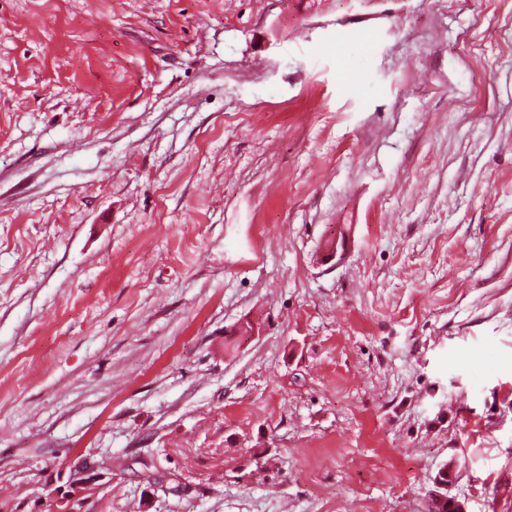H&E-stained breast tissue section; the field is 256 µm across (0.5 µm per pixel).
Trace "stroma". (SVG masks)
Wrapping results in <instances>:
<instances>
[{"label": "stroma", "mask_w": 512, "mask_h": 512, "mask_svg": "<svg viewBox=\"0 0 512 512\" xmlns=\"http://www.w3.org/2000/svg\"><path fill=\"white\" fill-rule=\"evenodd\" d=\"M88 458L77 512H427L451 461L512 512V0H0V512ZM104 469L112 470V468L104 466L97 461L88 460L86 465L82 468L81 472L74 476V478H83V480L72 481L71 479L72 489L75 491V493H78L80 487L83 485L94 484L96 482L102 481L105 477V473L103 472Z\"/></svg>", "instance_id": "1"}]
</instances>
